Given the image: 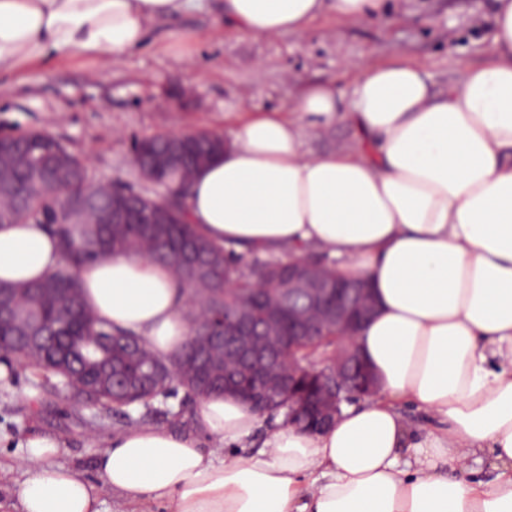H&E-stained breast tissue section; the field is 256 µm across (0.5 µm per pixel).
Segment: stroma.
Masks as SVG:
<instances>
[{
  "label": "stroma",
  "instance_id": "obj_1",
  "mask_svg": "<svg viewBox=\"0 0 512 512\" xmlns=\"http://www.w3.org/2000/svg\"><path fill=\"white\" fill-rule=\"evenodd\" d=\"M224 0H200L154 21L145 43L118 57L57 56L0 74V134L43 130L62 138L96 181L136 184L134 139L197 130L232 138L243 112L290 111L310 85L350 96L361 71L404 59L423 65L435 87L492 58L494 0H385L382 15L344 20L328 11L299 33L253 37L223 15ZM347 122L311 129L305 149L321 155L357 146ZM69 390L53 391L20 371L0 387V512H18L16 490L27 476L21 444L59 439L60 463L100 484L94 460L120 431Z\"/></svg>",
  "mask_w": 512,
  "mask_h": 512
}]
</instances>
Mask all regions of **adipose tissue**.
<instances>
[{
	"instance_id": "adipose-tissue-1",
	"label": "adipose tissue",
	"mask_w": 512,
	"mask_h": 512,
	"mask_svg": "<svg viewBox=\"0 0 512 512\" xmlns=\"http://www.w3.org/2000/svg\"><path fill=\"white\" fill-rule=\"evenodd\" d=\"M381 0H224L255 37L294 32L331 10L375 17ZM196 0H0V73L50 53L118 56L149 24ZM493 64L435 89L425 68L366 70L351 99L315 85L292 114L254 112L194 178L192 224L210 242L294 257L317 251L367 279L378 309L352 339L376 392L310 433L261 418L230 393L198 401L192 431L116 434L95 487L58 464L61 443L26 441L20 512H101L100 488L168 512H512V0H495ZM349 120L369 151L310 157L303 124ZM64 255L44 225H0V285L24 286ZM101 324L139 336L162 359L191 339L188 287L170 266L115 254L78 274ZM427 416L412 426L402 408ZM232 447L219 457L215 445ZM489 454L494 474L473 461Z\"/></svg>"
}]
</instances>
